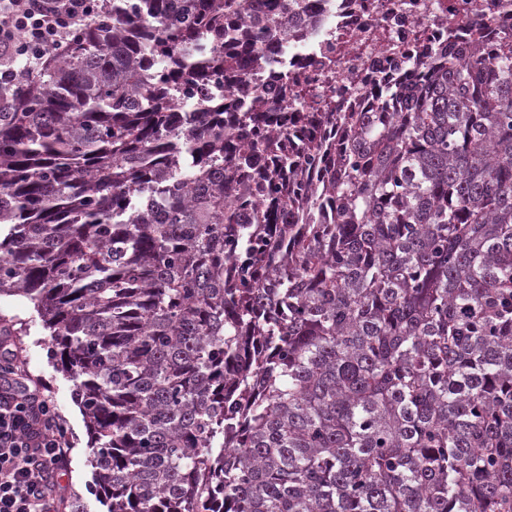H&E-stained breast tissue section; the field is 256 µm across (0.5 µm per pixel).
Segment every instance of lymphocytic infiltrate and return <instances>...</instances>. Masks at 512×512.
<instances>
[{"mask_svg": "<svg viewBox=\"0 0 512 512\" xmlns=\"http://www.w3.org/2000/svg\"><path fill=\"white\" fill-rule=\"evenodd\" d=\"M100 0H0V112L10 109L35 71L64 54L77 25ZM66 430L15 350L0 348V512H58Z\"/></svg>", "mask_w": 512, "mask_h": 512, "instance_id": "1", "label": "lymphocytic infiltrate"}]
</instances>
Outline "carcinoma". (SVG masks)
Instances as JSON below:
<instances>
[{
    "mask_svg": "<svg viewBox=\"0 0 512 512\" xmlns=\"http://www.w3.org/2000/svg\"><path fill=\"white\" fill-rule=\"evenodd\" d=\"M249 2L105 0L0 112V297L50 331L88 493L512 512V35L411 67L399 111L334 113L338 152L325 113L221 92L299 30L297 0L265 26Z\"/></svg>",
    "mask_w": 512,
    "mask_h": 512,
    "instance_id": "cac0c4a2",
    "label": "carcinoma"
}]
</instances>
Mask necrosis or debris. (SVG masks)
Listing matches in <instances>:
<instances>
[{
    "mask_svg": "<svg viewBox=\"0 0 512 512\" xmlns=\"http://www.w3.org/2000/svg\"><path fill=\"white\" fill-rule=\"evenodd\" d=\"M300 37L263 45L269 63H246L243 111L300 98L308 112H370L374 89L404 86L410 64L461 45L469 29L488 46L512 32V0H301Z\"/></svg>",
    "mask_w": 512,
    "mask_h": 512,
    "instance_id": "necrosis-or-debris-1",
    "label": "necrosis or debris"
}]
</instances>
